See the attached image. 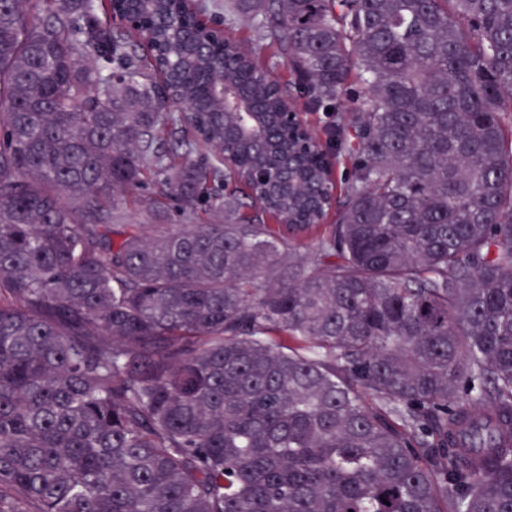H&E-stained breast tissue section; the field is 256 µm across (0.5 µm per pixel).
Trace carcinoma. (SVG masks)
Segmentation results:
<instances>
[{"label": "carcinoma", "instance_id": "cac0c4a2", "mask_svg": "<svg viewBox=\"0 0 512 512\" xmlns=\"http://www.w3.org/2000/svg\"><path fill=\"white\" fill-rule=\"evenodd\" d=\"M39 2L0 0V512H512V0H142L155 56ZM287 106L342 115L263 189L232 133ZM146 185L194 223H118Z\"/></svg>", "mask_w": 512, "mask_h": 512}]
</instances>
